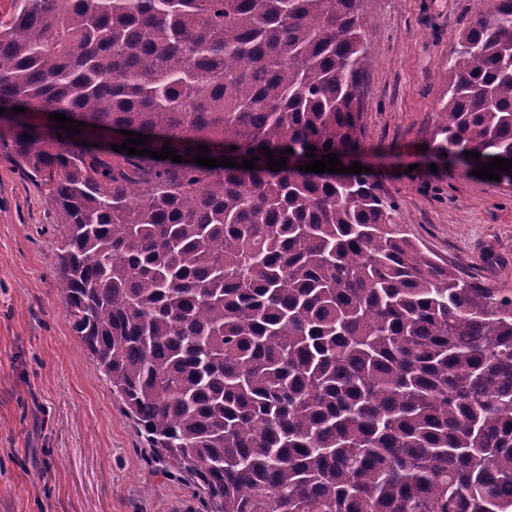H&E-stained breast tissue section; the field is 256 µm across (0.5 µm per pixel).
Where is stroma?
Instances as JSON below:
<instances>
[{
  "label": "stroma",
  "mask_w": 512,
  "mask_h": 512,
  "mask_svg": "<svg viewBox=\"0 0 512 512\" xmlns=\"http://www.w3.org/2000/svg\"><path fill=\"white\" fill-rule=\"evenodd\" d=\"M362 4L374 56L360 159L424 251L512 289V184L434 150L448 62L495 0ZM62 243L43 189L0 156V512H204L74 335L53 273Z\"/></svg>",
  "instance_id": "35a3bbf8"
}]
</instances>
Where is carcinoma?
Listing matches in <instances>:
<instances>
[{"mask_svg": "<svg viewBox=\"0 0 512 512\" xmlns=\"http://www.w3.org/2000/svg\"><path fill=\"white\" fill-rule=\"evenodd\" d=\"M11 2L0 107L30 119L0 152L64 229L73 332L206 508L512 512V290L425 255L367 173L299 170L360 150L361 0ZM459 45L436 154L512 159V0ZM107 130L237 166L82 144Z\"/></svg>", "mask_w": 512, "mask_h": 512, "instance_id": "obj_1", "label": "carcinoma"}]
</instances>
